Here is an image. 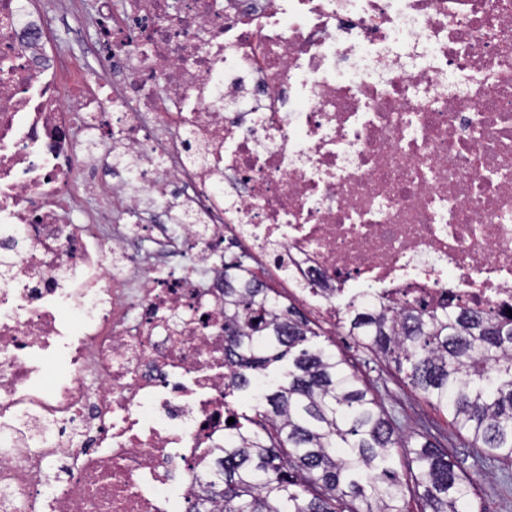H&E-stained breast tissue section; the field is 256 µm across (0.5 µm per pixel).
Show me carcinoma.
Wrapping results in <instances>:
<instances>
[{
    "mask_svg": "<svg viewBox=\"0 0 512 512\" xmlns=\"http://www.w3.org/2000/svg\"><path fill=\"white\" fill-rule=\"evenodd\" d=\"M338 328L448 414L474 449L471 467L431 441L429 428L404 429L345 358L313 342L315 323L240 259L224 269L234 388L251 392L253 377L286 356L291 366L224 436V454L189 512H409L397 455L419 512H473L484 470L512 464V318L454 303L423 312L350 302Z\"/></svg>",
    "mask_w": 512,
    "mask_h": 512,
    "instance_id": "1",
    "label": "carcinoma"
}]
</instances>
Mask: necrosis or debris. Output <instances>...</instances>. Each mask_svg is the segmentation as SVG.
<instances>
[{"label": "necrosis or debris", "instance_id": "obj_1", "mask_svg": "<svg viewBox=\"0 0 512 512\" xmlns=\"http://www.w3.org/2000/svg\"><path fill=\"white\" fill-rule=\"evenodd\" d=\"M129 7L92 91L0 0V512H186L236 414L233 250L330 319L345 276L512 310V0Z\"/></svg>", "mask_w": 512, "mask_h": 512}]
</instances>
